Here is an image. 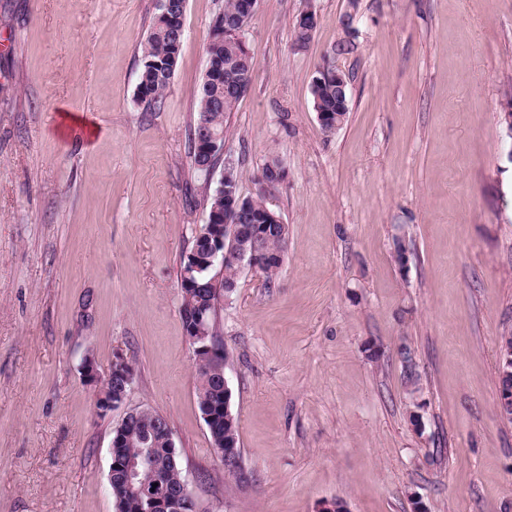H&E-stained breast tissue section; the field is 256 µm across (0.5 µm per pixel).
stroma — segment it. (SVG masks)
I'll list each match as a JSON object with an SVG mask.
<instances>
[{
	"instance_id": "1",
	"label": "stroma",
	"mask_w": 512,
	"mask_h": 512,
	"mask_svg": "<svg viewBox=\"0 0 512 512\" xmlns=\"http://www.w3.org/2000/svg\"><path fill=\"white\" fill-rule=\"evenodd\" d=\"M187 0L160 111L136 99L157 0H0V512H115L112 430L166 416L195 512H512V421L496 403L512 333V0H359L347 119L310 94L348 0H259L252 84L224 149L288 226L274 280L244 268L217 325L247 488L230 489L197 404L180 256L221 175L190 133L209 25ZM313 7L304 49L293 21ZM82 119L64 129L63 115ZM403 241L405 262L395 259ZM134 365L124 407L93 408L85 357ZM417 378L408 386L403 359ZM419 410L414 427L410 410Z\"/></svg>"
}]
</instances>
